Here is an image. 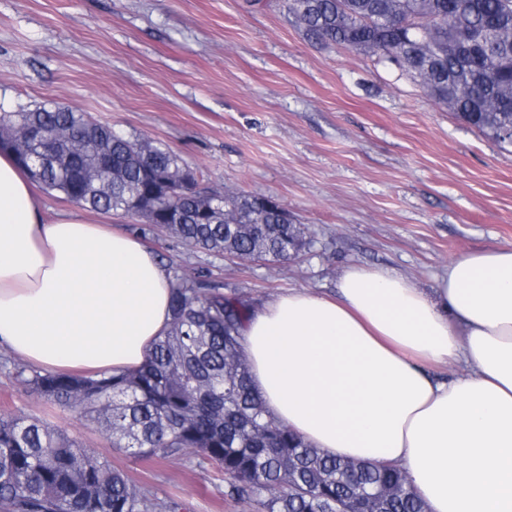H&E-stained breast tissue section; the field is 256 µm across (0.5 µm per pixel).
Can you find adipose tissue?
<instances>
[{
  "label": "adipose tissue",
  "mask_w": 512,
  "mask_h": 512,
  "mask_svg": "<svg viewBox=\"0 0 512 512\" xmlns=\"http://www.w3.org/2000/svg\"><path fill=\"white\" fill-rule=\"evenodd\" d=\"M41 210L0 152V345L46 372L142 367L168 272L134 236ZM241 334L268 415L307 443L398 462L428 512H512V248L453 259L429 290L350 265L334 296L289 290Z\"/></svg>",
  "instance_id": "obj_1"
}]
</instances>
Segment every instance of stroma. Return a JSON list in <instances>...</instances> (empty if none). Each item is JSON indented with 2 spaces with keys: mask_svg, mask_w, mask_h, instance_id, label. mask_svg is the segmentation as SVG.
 I'll use <instances>...</instances> for the list:
<instances>
[{
  "mask_svg": "<svg viewBox=\"0 0 512 512\" xmlns=\"http://www.w3.org/2000/svg\"><path fill=\"white\" fill-rule=\"evenodd\" d=\"M86 113L171 150L202 187L275 198L314 244L292 261L218 258L161 236L167 270L222 280L255 307L332 295L344 267L430 289L450 260L512 247V148L390 62L310 43L282 0H0V112ZM49 419L181 512H257L210 465L139 459L0 369V414Z\"/></svg>",
  "mask_w": 512,
  "mask_h": 512,
  "instance_id": "1",
  "label": "stroma"
}]
</instances>
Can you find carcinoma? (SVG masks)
<instances>
[{
	"label": "carcinoma",
	"instance_id": "cac0c4a2",
	"mask_svg": "<svg viewBox=\"0 0 512 512\" xmlns=\"http://www.w3.org/2000/svg\"><path fill=\"white\" fill-rule=\"evenodd\" d=\"M306 36L395 62L432 99L496 142L512 146V0H284ZM489 31L479 58L448 55V40ZM23 132L21 156L49 157L41 185L96 212L126 215L146 191L142 168L153 164L170 184L182 168L172 152L94 125L83 112L39 105L0 113V137ZM103 166L111 184L90 179ZM155 206L181 213L179 224L148 223L186 246L218 257L280 260L298 241L313 243L302 224L255 212L249 195L214 197L162 191ZM171 322L138 370L112 374L41 372L13 364L20 385L93 424L112 447L135 457L217 468L224 496L261 512H426L402 468L330 457L265 414L251 386L240 330L253 310L207 276L170 280ZM112 462L51 421L0 415V512H177Z\"/></svg>",
	"mask_w": 512,
	"mask_h": 512
}]
</instances>
